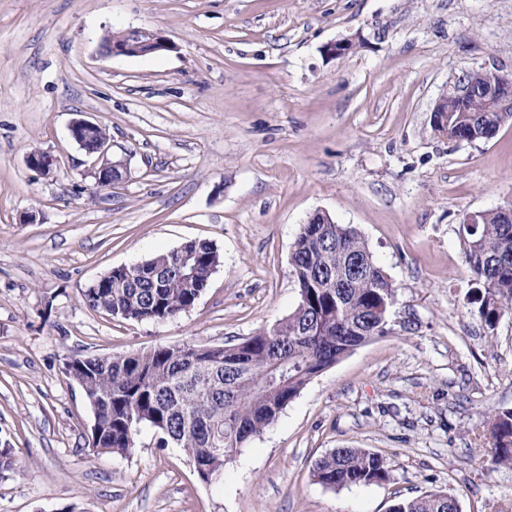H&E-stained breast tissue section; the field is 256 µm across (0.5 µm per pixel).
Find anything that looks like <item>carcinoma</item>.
Masks as SVG:
<instances>
[{
	"label": "carcinoma",
	"mask_w": 512,
	"mask_h": 512,
	"mask_svg": "<svg viewBox=\"0 0 512 512\" xmlns=\"http://www.w3.org/2000/svg\"><path fill=\"white\" fill-rule=\"evenodd\" d=\"M461 111L452 93L443 104L448 130L466 138L491 137L509 112H492L472 95ZM475 295L471 304L488 330L512 315V220L483 212L463 237ZM221 264L217 249L191 241L127 267L81 290L83 302L128 321H164L191 309ZM291 273L298 300L288 316L239 343L218 349L159 345L113 357H78L72 377L86 399H98L99 432L87 447L124 455L149 426L165 444L185 451L199 476L224 470L237 450L273 425L280 413L324 369L390 330L395 287L376 264L358 230L345 224L301 225ZM492 467L512 466V409L488 421ZM315 478L330 489L391 481L387 459L367 448H334L318 458ZM390 512H461L444 492L395 502Z\"/></svg>",
	"instance_id": "cac0c4a2"
}]
</instances>
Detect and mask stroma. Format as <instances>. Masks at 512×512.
I'll use <instances>...</instances> for the list:
<instances>
[{"mask_svg":"<svg viewBox=\"0 0 512 512\" xmlns=\"http://www.w3.org/2000/svg\"><path fill=\"white\" fill-rule=\"evenodd\" d=\"M129 25L173 50L103 56ZM479 68L512 71V0H0V445L18 462L0 512H389L428 491L498 512L512 468L484 448L488 416L512 408V315L491 332L476 314L460 223L512 208V122L474 143L430 124ZM81 117L127 162L112 189L69 134ZM33 150L55 176L27 166ZM318 212L355 227L394 284L389 333L314 377L215 480L150 428L129 454L90 452L65 361L273 326ZM193 240L221 264L188 311L137 322L84 304L113 268ZM342 446L382 454L390 483L322 486L314 462Z\"/></svg>","mask_w":512,"mask_h":512,"instance_id":"35a3bbf8","label":"stroma"}]
</instances>
